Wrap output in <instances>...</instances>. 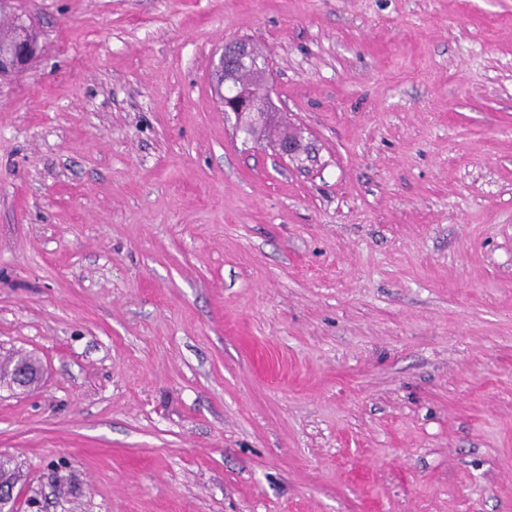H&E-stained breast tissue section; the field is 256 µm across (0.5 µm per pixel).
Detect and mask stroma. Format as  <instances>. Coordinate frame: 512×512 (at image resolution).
I'll return each mask as SVG.
<instances>
[{
    "instance_id": "obj_1",
    "label": "stroma",
    "mask_w": 512,
    "mask_h": 512,
    "mask_svg": "<svg viewBox=\"0 0 512 512\" xmlns=\"http://www.w3.org/2000/svg\"><path fill=\"white\" fill-rule=\"evenodd\" d=\"M17 512H512V0H14ZM270 62L297 156L225 117ZM27 36L37 42V35L32 27ZM32 41L20 38L12 44L0 46V77L21 71L37 54L38 45ZM238 65L248 69L254 75L256 88L247 90L240 89L235 95L228 96L221 91V87L233 78L234 68ZM215 74L219 87V99L224 108V115L233 114L237 122H241V118L254 113H263L264 119L269 118L268 100L272 98L274 91L270 74L266 71L264 62L254 53L252 46L245 40H238L224 45V49L219 57L218 64L214 66ZM258 86V87H257ZM265 123L258 117L250 121L241 122L242 132L252 139L256 135L263 133Z\"/></svg>"
}]
</instances>
